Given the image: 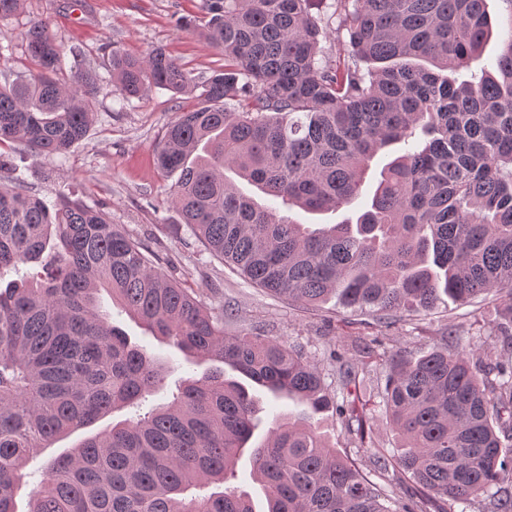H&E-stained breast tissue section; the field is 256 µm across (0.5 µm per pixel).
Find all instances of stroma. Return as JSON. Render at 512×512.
<instances>
[{
    "instance_id": "stroma-1",
    "label": "stroma",
    "mask_w": 512,
    "mask_h": 512,
    "mask_svg": "<svg viewBox=\"0 0 512 512\" xmlns=\"http://www.w3.org/2000/svg\"><path fill=\"white\" fill-rule=\"evenodd\" d=\"M202 15V0H25L20 12L0 21L6 43L0 50V84L30 72L18 34L33 18L49 23L67 66L77 70H104L116 50L145 57L160 47L193 75L211 74L223 65L224 58L197 28ZM197 105L193 93L152 88L142 97L126 101L116 88H104L82 141L66 154L49 158L34 156L19 145L6 146L14 162L12 168L0 172V183L32 187L38 197L48 201L65 194L101 209L113 223L150 243L164 267L187 286L200 290L212 307H231V314L224 318L225 332L247 330L302 347L322 373H330L331 350L346 347L356 337L377 334L368 315L342 309L332 301L302 308L245 282L195 242L171 204L175 180L155 167L153 149L177 114ZM498 308L497 301L481 296L466 304L444 299L388 329L386 344L418 356L452 328L466 336H482L496 319ZM112 322L131 342L145 346L167 364L165 385L148 397L147 406L171 401L178 382L200 375V366L176 348L145 335L126 314L113 312ZM362 393L375 417L371 448L356 456L367 471L372 455L394 452L398 440L381 415L375 382H366ZM252 394L260 424L238 461L237 477L231 485L251 493L258 512H263V492L252 479L253 448L263 440L276 414L304 415L308 409L274 401L257 387Z\"/></svg>"
}]
</instances>
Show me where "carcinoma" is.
<instances>
[{
	"label": "carcinoma",
	"mask_w": 512,
	"mask_h": 512,
	"mask_svg": "<svg viewBox=\"0 0 512 512\" xmlns=\"http://www.w3.org/2000/svg\"><path fill=\"white\" fill-rule=\"evenodd\" d=\"M348 59L331 63L321 0H203L205 39L224 66L196 77L163 49L112 54L62 83L64 58L43 20L23 35L36 73L0 86V145L63 155L83 140L101 85L200 91L155 147L176 174L172 203L192 236L246 282L302 305L336 299L386 327L441 295L502 299L488 338L512 339V35L490 63L486 0H335ZM463 71L470 78L459 79ZM400 145L356 221L312 228L244 194L232 172L282 205L334 211L361 196L373 159ZM34 264L0 291V512H17L34 454L139 405L166 374L103 312L100 295L144 333L208 368L167 404L112 424L53 457L27 512H256L226 486L259 422L247 383L340 419L357 452L373 417L338 394L385 365L382 415L400 439L407 499L384 493L308 424L275 420L253 453L266 512H512V362L455 332L418 357L384 336L330 352L327 381L302 349L224 332L157 252L78 200L53 204L0 184V271ZM214 490L201 494L208 487Z\"/></svg>",
	"instance_id": "carcinoma-1"
}]
</instances>
